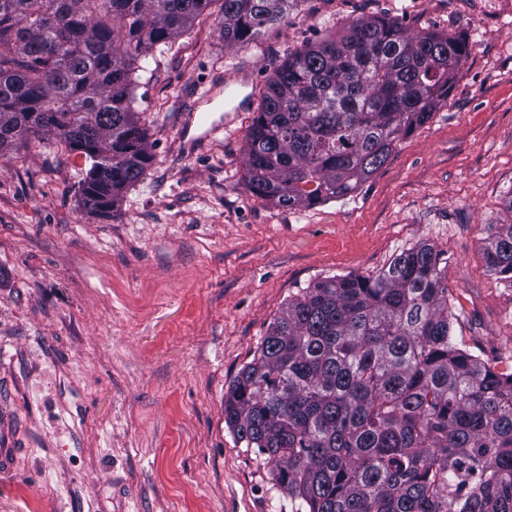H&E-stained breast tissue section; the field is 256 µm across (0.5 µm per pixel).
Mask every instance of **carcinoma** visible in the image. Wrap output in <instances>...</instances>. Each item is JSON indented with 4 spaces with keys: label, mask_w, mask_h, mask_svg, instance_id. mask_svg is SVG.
<instances>
[{
    "label": "carcinoma",
    "mask_w": 512,
    "mask_h": 512,
    "mask_svg": "<svg viewBox=\"0 0 512 512\" xmlns=\"http://www.w3.org/2000/svg\"><path fill=\"white\" fill-rule=\"evenodd\" d=\"M215 1L244 45L298 0H0V156L53 133L84 158V208H116L155 159L137 63ZM463 37L364 16L296 49L248 126L245 189L284 209L345 197L448 99ZM489 271L512 285V224ZM441 254L300 289L224 395V423L264 457L294 512H512V371L452 335Z\"/></svg>",
    "instance_id": "cac0c4a2"
}]
</instances>
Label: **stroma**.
<instances>
[{"instance_id": "35a3bbf8", "label": "stroma", "mask_w": 512, "mask_h": 512, "mask_svg": "<svg viewBox=\"0 0 512 512\" xmlns=\"http://www.w3.org/2000/svg\"><path fill=\"white\" fill-rule=\"evenodd\" d=\"M464 35L446 103L346 198L283 209L248 193V125L289 52L350 20ZM213 0L142 62L155 160L115 213L45 134L0 158V512H293L236 442L224 396L290 297L374 276L402 250L446 261L452 333L512 367V284L482 242L512 224V0H300L224 43Z\"/></svg>"}]
</instances>
